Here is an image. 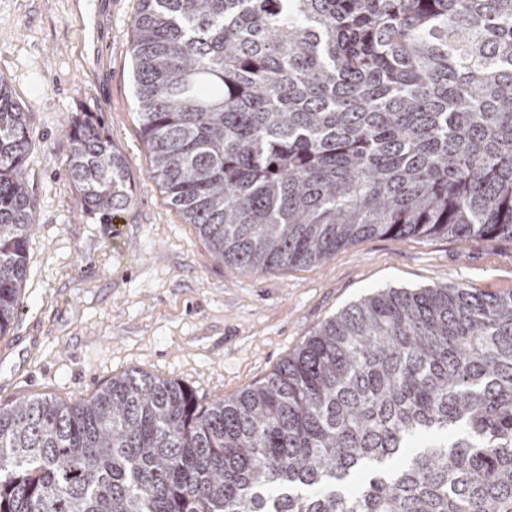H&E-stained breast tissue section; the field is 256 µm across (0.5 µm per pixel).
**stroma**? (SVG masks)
Here are the masks:
<instances>
[{
    "mask_svg": "<svg viewBox=\"0 0 512 512\" xmlns=\"http://www.w3.org/2000/svg\"><path fill=\"white\" fill-rule=\"evenodd\" d=\"M137 0H0V81L34 133L24 168L36 221L17 318L0 337V403H71L137 369L203 403L238 394L322 324L383 288L512 292V243L371 237L328 260L254 273L216 256L150 176L129 51ZM96 113L132 201L105 215L66 174V131Z\"/></svg>",
    "mask_w": 512,
    "mask_h": 512,
    "instance_id": "1",
    "label": "stroma"
}]
</instances>
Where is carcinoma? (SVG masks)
Wrapping results in <instances>:
<instances>
[{"label":"carcinoma","mask_w":512,"mask_h":512,"mask_svg":"<svg viewBox=\"0 0 512 512\" xmlns=\"http://www.w3.org/2000/svg\"><path fill=\"white\" fill-rule=\"evenodd\" d=\"M131 29L152 177L224 261L512 241V0H138ZM67 137L88 205L128 207L100 121ZM31 142L0 82V336ZM0 512H512V293L377 291L210 404L136 369L0 404Z\"/></svg>","instance_id":"obj_1"}]
</instances>
